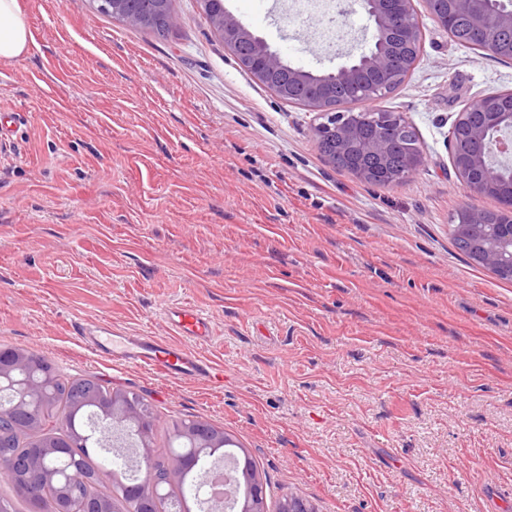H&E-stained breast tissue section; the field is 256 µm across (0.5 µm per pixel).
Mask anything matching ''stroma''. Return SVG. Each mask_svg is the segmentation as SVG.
Wrapping results in <instances>:
<instances>
[{
  "label": "stroma",
  "mask_w": 512,
  "mask_h": 512,
  "mask_svg": "<svg viewBox=\"0 0 512 512\" xmlns=\"http://www.w3.org/2000/svg\"><path fill=\"white\" fill-rule=\"evenodd\" d=\"M30 32L0 60V346L146 398L163 437L208 421L255 458L266 502L318 512H485L512 505V282L474 264L452 217L476 203L449 158L461 110L512 91V60L459 46L414 0L424 48L373 107L414 126L429 163L365 184L326 163L318 112L242 70L199 0L164 38L90 0H18ZM325 46L290 0H224L288 64L322 74L369 49ZM211 317L223 388L112 366L84 320L166 335L162 311Z\"/></svg>",
  "instance_id": "stroma-1"
}]
</instances>
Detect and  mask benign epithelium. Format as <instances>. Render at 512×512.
I'll list each match as a JSON object with an SVG mask.
<instances>
[{"mask_svg": "<svg viewBox=\"0 0 512 512\" xmlns=\"http://www.w3.org/2000/svg\"><path fill=\"white\" fill-rule=\"evenodd\" d=\"M96 10L132 27H144L160 14L167 27L177 23L176 15L168 10V0H91ZM208 14L213 31L224 43V49L254 80L269 88L278 98H298L319 112L324 121L313 130L314 136L328 143L333 156L341 157L347 171L365 182L399 184L428 161L421 148L404 152L397 165L391 159L395 149L405 139V117L397 112H333L340 102L354 92L367 100H376L401 85L417 58L422 33L414 0H361V5L373 22V45L367 51L350 54L347 60L326 75L314 74L288 65L266 41L250 31L224 7L219 0H200ZM434 20L449 30L463 17L482 34L477 48L496 55L503 48L501 34H512V3L509 0H425ZM453 128L462 132V142H451L450 159L460 185L476 198L495 201L493 211L500 225L482 224L486 208L468 205L460 212L458 232H470L473 227L484 231L467 238L472 261L488 269L497 278L512 280V233L501 235L497 227L512 226V182L501 180V169L512 166V92L500 98H490L484 119L475 122L468 109L458 113ZM11 391L12 416L34 417L52 396V381L37 374L36 362L24 354H0V392ZM104 416L111 417L114 426L101 428L102 438L117 429H136L142 440L137 468L141 482L136 491L135 512H155L159 484L152 479L154 456L144 440L149 412L132 405L120 391H112L107 405L101 406ZM185 431L194 439L196 454L214 447L211 425L197 420ZM245 483L249 493L242 502H233L223 512H266L264 482L250 468L248 455L242 465L231 470L230 489ZM54 512H114L109 501L82 495L81 487L73 484L68 492L55 500Z\"/></svg>", "mask_w": 512, "mask_h": 512, "instance_id": "7a95c632", "label": "benign epithelium"}]
</instances>
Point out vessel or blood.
<instances>
[{
    "label": "vessel or blood",
    "mask_w": 512,
    "mask_h": 512,
    "mask_svg": "<svg viewBox=\"0 0 512 512\" xmlns=\"http://www.w3.org/2000/svg\"><path fill=\"white\" fill-rule=\"evenodd\" d=\"M163 315L171 332L167 338L146 332L129 333L102 321L80 322L76 330L87 345L112 363L145 367L167 379L223 387V368L200 353L201 347L213 338L210 318L187 305L165 308Z\"/></svg>",
    "instance_id": "1"
}]
</instances>
